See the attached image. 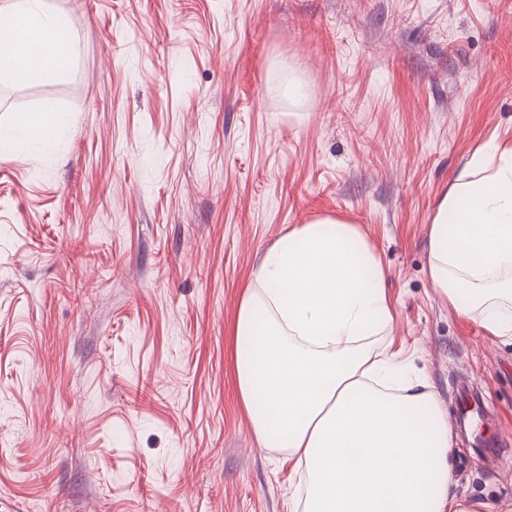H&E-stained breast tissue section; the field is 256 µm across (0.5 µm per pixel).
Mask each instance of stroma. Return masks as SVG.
<instances>
[{
  "mask_svg": "<svg viewBox=\"0 0 512 512\" xmlns=\"http://www.w3.org/2000/svg\"><path fill=\"white\" fill-rule=\"evenodd\" d=\"M53 2L76 62L0 85V122L67 117L52 151L0 145V512H290L232 336L263 252L323 216L387 271L371 347L449 421L480 399L496 452L455 434L463 512H512V343L427 275L440 196L512 144V0Z\"/></svg>",
  "mask_w": 512,
  "mask_h": 512,
  "instance_id": "1",
  "label": "stroma"
}]
</instances>
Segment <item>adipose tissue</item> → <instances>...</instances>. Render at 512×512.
<instances>
[{
    "label": "adipose tissue",
    "mask_w": 512,
    "mask_h": 512,
    "mask_svg": "<svg viewBox=\"0 0 512 512\" xmlns=\"http://www.w3.org/2000/svg\"><path fill=\"white\" fill-rule=\"evenodd\" d=\"M78 54L49 0L0 6V84H36ZM66 120L52 105L0 125L16 151L44 150ZM472 175L440 197L428 277L452 307L486 306L483 327L512 339V145L473 153ZM386 272L356 225L297 224L265 251L236 317V388L260 446L282 448L306 478L300 512H460L448 416L432 385L369 337L391 332Z\"/></svg>",
    "instance_id": "ef3b65f1"
}]
</instances>
